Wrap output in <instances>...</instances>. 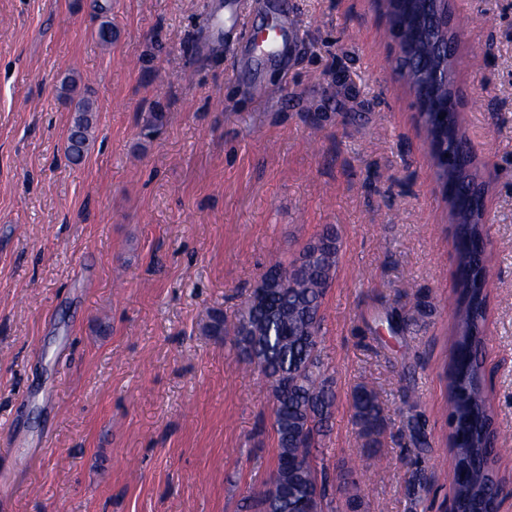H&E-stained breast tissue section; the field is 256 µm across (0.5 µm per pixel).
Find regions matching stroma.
Masks as SVG:
<instances>
[{
  "mask_svg": "<svg viewBox=\"0 0 512 512\" xmlns=\"http://www.w3.org/2000/svg\"><path fill=\"white\" fill-rule=\"evenodd\" d=\"M106 2L108 46L95 0H0V512H248L276 463L271 386L209 324L327 224L336 404L315 454L330 508L346 512L338 475L364 452L350 396L365 384L386 432L358 478L364 512H450L455 238L371 0H242L255 29L287 5L300 41L282 64L208 45L209 0ZM450 3L485 186L498 508L512 512V0ZM72 74L95 113L77 164ZM394 311L412 318L398 336Z\"/></svg>",
  "mask_w": 512,
  "mask_h": 512,
  "instance_id": "obj_1",
  "label": "stroma"
}]
</instances>
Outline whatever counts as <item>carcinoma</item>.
Instances as JSON below:
<instances>
[{"instance_id": "cac0c4a2", "label": "carcinoma", "mask_w": 512, "mask_h": 512, "mask_svg": "<svg viewBox=\"0 0 512 512\" xmlns=\"http://www.w3.org/2000/svg\"><path fill=\"white\" fill-rule=\"evenodd\" d=\"M395 23L415 33V54L435 62L430 43L432 23L424 14H399ZM422 122L430 142L440 138L457 151L463 137L456 120L452 92L437 86L425 99ZM448 110V120L440 111ZM66 137L70 161L79 162L90 148L93 103L80 98ZM446 188L457 241L458 296L455 300V336L449 363L448 466L453 475L452 493L457 512H482L485 501L507 492V487L488 466L495 448L491 445V408L485 391L486 372L481 359L484 348L480 322L484 317L489 275L483 261V197L474 160L448 164L435 171ZM340 249L333 225L309 240L289 263L275 260L249 295L232 322L221 315L212 318L214 336H231L249 364L271 382L272 427L277 461L265 488L253 499L262 512H324L326 489L317 484L313 449L322 442L332 417L336 393L321 357V307L333 280ZM353 419L363 447L381 445L385 432L383 408L376 392L365 385L351 394ZM341 491L350 512H361L363 500L356 481L341 476Z\"/></svg>"}]
</instances>
